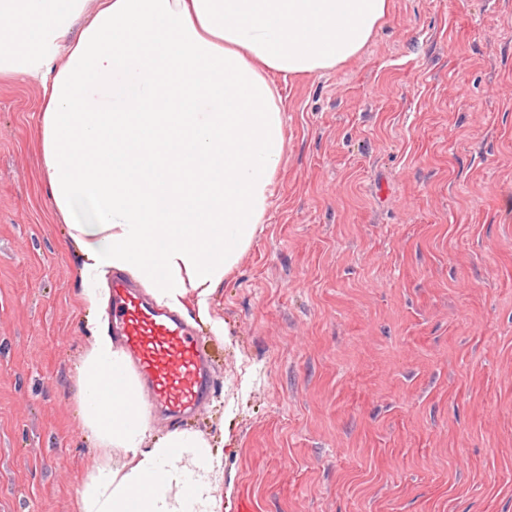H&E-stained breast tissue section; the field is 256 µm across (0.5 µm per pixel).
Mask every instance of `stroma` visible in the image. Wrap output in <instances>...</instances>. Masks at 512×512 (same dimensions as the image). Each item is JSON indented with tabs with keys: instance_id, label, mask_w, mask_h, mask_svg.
Instances as JSON below:
<instances>
[{
	"instance_id": "stroma-1",
	"label": "stroma",
	"mask_w": 512,
	"mask_h": 512,
	"mask_svg": "<svg viewBox=\"0 0 512 512\" xmlns=\"http://www.w3.org/2000/svg\"><path fill=\"white\" fill-rule=\"evenodd\" d=\"M277 86L265 222L207 315L184 301L214 390L153 438L222 455L220 512H512V0H390L358 56ZM41 95L0 82V512H75L123 462L81 421L95 318Z\"/></svg>"
}]
</instances>
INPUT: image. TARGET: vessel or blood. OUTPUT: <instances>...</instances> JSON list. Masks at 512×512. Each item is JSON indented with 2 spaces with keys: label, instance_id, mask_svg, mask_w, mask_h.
Segmentation results:
<instances>
[{
  "label": "vessel or blood",
  "instance_id": "vessel-or-blood-1",
  "mask_svg": "<svg viewBox=\"0 0 512 512\" xmlns=\"http://www.w3.org/2000/svg\"><path fill=\"white\" fill-rule=\"evenodd\" d=\"M112 324L156 412L176 420L204 403L212 372L188 326L178 314L150 306L118 273L112 276Z\"/></svg>",
  "mask_w": 512,
  "mask_h": 512
}]
</instances>
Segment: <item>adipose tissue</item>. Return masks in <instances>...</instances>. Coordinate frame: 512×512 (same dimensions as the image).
Wrapping results in <instances>:
<instances>
[{
    "instance_id": "obj_1",
    "label": "adipose tissue",
    "mask_w": 512,
    "mask_h": 512,
    "mask_svg": "<svg viewBox=\"0 0 512 512\" xmlns=\"http://www.w3.org/2000/svg\"><path fill=\"white\" fill-rule=\"evenodd\" d=\"M389 0H0V80L38 82L54 214L80 251V297L99 331L77 369L83 424L121 466L98 463L77 512H218L224 460L199 434L150 442L104 317L112 271L154 302L207 313L263 224L286 148L272 78L357 56ZM120 376L124 405L107 409Z\"/></svg>"
}]
</instances>
